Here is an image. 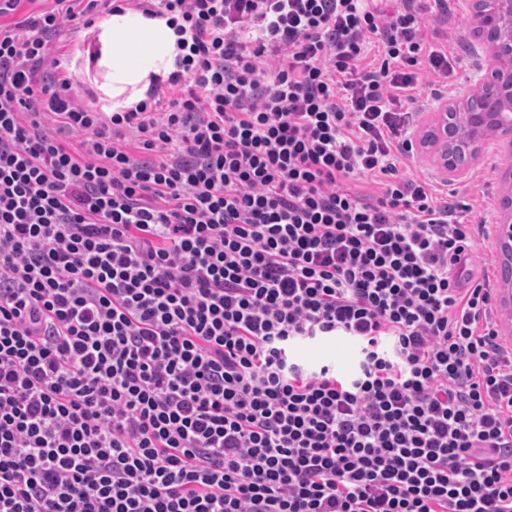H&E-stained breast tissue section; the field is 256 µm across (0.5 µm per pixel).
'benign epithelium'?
Segmentation results:
<instances>
[{
  "label": "benign epithelium",
  "instance_id": "1",
  "mask_svg": "<svg viewBox=\"0 0 512 512\" xmlns=\"http://www.w3.org/2000/svg\"><path fill=\"white\" fill-rule=\"evenodd\" d=\"M476 32L490 58L480 92L443 103L418 132L419 151L454 176L481 152L488 139H506L512 153V0H469ZM496 244L503 276L496 291L502 340H512V167L500 174Z\"/></svg>",
  "mask_w": 512,
  "mask_h": 512
}]
</instances>
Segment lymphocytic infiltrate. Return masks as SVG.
I'll return each instance as SVG.
<instances>
[{
	"label": "lymphocytic infiltrate",
	"instance_id": "1",
	"mask_svg": "<svg viewBox=\"0 0 512 512\" xmlns=\"http://www.w3.org/2000/svg\"><path fill=\"white\" fill-rule=\"evenodd\" d=\"M432 6L0 0V512H512L489 226L402 168ZM125 7L180 54L106 114L53 42ZM294 357L301 362H335L341 369H350L354 365L353 348L342 340H327L315 346H301L296 349Z\"/></svg>",
	"mask_w": 512,
	"mask_h": 512
}]
</instances>
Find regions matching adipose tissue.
<instances>
[{
	"instance_id": "obj_1",
	"label": "adipose tissue",
	"mask_w": 512,
	"mask_h": 512,
	"mask_svg": "<svg viewBox=\"0 0 512 512\" xmlns=\"http://www.w3.org/2000/svg\"><path fill=\"white\" fill-rule=\"evenodd\" d=\"M98 66L113 110L144 99L153 76H168L179 54L178 36L166 19L128 10L100 21Z\"/></svg>"
}]
</instances>
